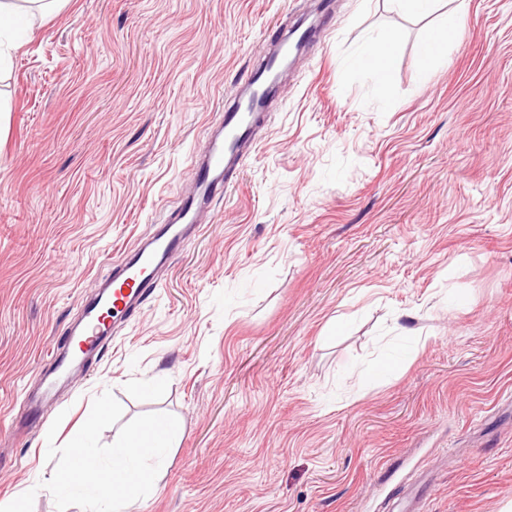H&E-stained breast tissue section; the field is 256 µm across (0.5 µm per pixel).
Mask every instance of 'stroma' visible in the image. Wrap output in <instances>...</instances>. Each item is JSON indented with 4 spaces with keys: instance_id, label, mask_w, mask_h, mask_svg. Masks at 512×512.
Wrapping results in <instances>:
<instances>
[{
    "instance_id": "obj_1",
    "label": "stroma",
    "mask_w": 512,
    "mask_h": 512,
    "mask_svg": "<svg viewBox=\"0 0 512 512\" xmlns=\"http://www.w3.org/2000/svg\"><path fill=\"white\" fill-rule=\"evenodd\" d=\"M313 0H67L0 70V501L111 391L179 422L139 512H422L512 500V0H336L202 231L42 419L79 301L178 204L191 154ZM455 13L442 59L428 30ZM388 34L385 82L356 65ZM456 298L458 308L448 306ZM386 2L393 11L425 16L437 11L442 0H386Z\"/></svg>"
}]
</instances>
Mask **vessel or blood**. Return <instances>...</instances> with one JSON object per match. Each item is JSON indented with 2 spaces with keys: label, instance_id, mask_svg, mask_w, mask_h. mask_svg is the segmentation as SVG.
<instances>
[{
  "label": "vessel or blood",
  "instance_id": "vessel-or-blood-1",
  "mask_svg": "<svg viewBox=\"0 0 512 512\" xmlns=\"http://www.w3.org/2000/svg\"><path fill=\"white\" fill-rule=\"evenodd\" d=\"M331 9V0H321L313 21L300 23L274 41L261 44L260 65L225 101L219 131L208 135L204 151L194 158L190 190L151 237L127 250L121 262L113 266L111 280L94 296L81 300V316L68 342L51 347L53 368L45 375L41 390L24 397V420H39L54 400L59 382L87 365L110 338L115 325L134 316L158 288L161 269L182 250L211 203L227 191L234 172L255 150L263 113L284 92V75L293 56L318 45L317 31L324 27Z\"/></svg>",
  "mask_w": 512,
  "mask_h": 512
}]
</instances>
